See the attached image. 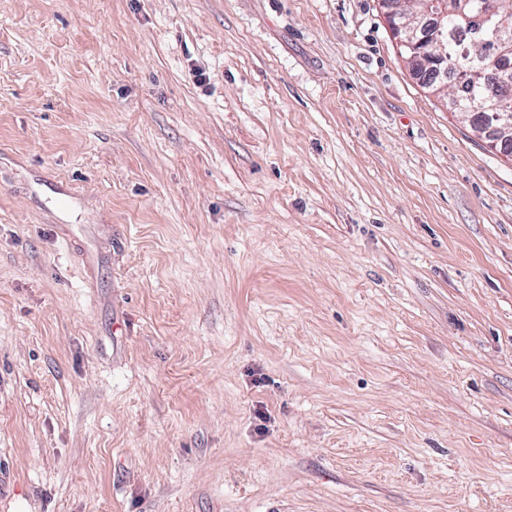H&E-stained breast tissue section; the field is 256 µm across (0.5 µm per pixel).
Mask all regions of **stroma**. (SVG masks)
I'll return each instance as SVG.
<instances>
[{"label": "stroma", "mask_w": 512, "mask_h": 512, "mask_svg": "<svg viewBox=\"0 0 512 512\" xmlns=\"http://www.w3.org/2000/svg\"><path fill=\"white\" fill-rule=\"evenodd\" d=\"M0 512H512V161L379 0H0Z\"/></svg>", "instance_id": "35a3bbf8"}]
</instances>
